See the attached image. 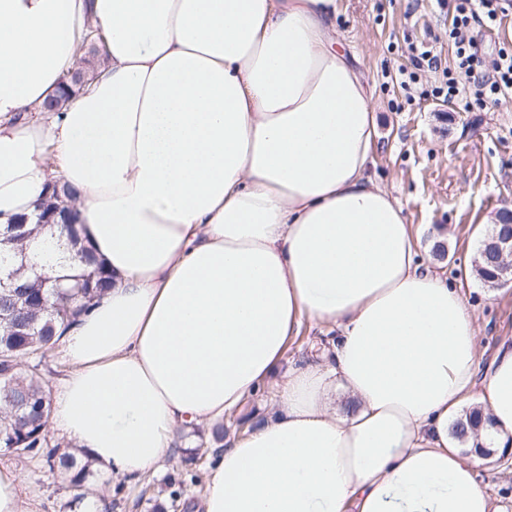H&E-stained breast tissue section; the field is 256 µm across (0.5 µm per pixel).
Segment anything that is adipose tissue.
I'll use <instances>...</instances> for the list:
<instances>
[{"instance_id":"ef3b65f1","label":"adipose tissue","mask_w":512,"mask_h":512,"mask_svg":"<svg viewBox=\"0 0 512 512\" xmlns=\"http://www.w3.org/2000/svg\"><path fill=\"white\" fill-rule=\"evenodd\" d=\"M337 0H0V226L48 182L111 288L59 335L52 427L129 480L180 430L280 376L225 439L200 512H506L448 436L512 449V338L478 362L461 288L417 259L370 173L373 95L336 46ZM105 36L95 80L46 99ZM335 328L288 360L303 324ZM486 419L488 418H484L478 409L473 408L472 411L466 413L463 418L461 417L455 422H449L448 434L451 435V425L454 422L452 425L453 436L461 442H466L471 435L480 430Z\"/></svg>"}]
</instances>
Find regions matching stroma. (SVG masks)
Wrapping results in <instances>:
<instances>
[{"label":"stroma","mask_w":512,"mask_h":512,"mask_svg":"<svg viewBox=\"0 0 512 512\" xmlns=\"http://www.w3.org/2000/svg\"><path fill=\"white\" fill-rule=\"evenodd\" d=\"M456 0H338L336 39L371 88L377 107V143L371 173L399 202L420 238L425 264L461 283L478 315V355L488 362L499 343L512 337V283L485 285L473 274L481 241L478 232L497 211L512 207V100L485 102L470 109L434 93L441 72L417 66L430 47L442 66H452L455 47L448 37ZM417 75L411 89L401 87L399 70ZM443 241L445 256L434 254ZM204 427L183 432L148 480L154 494L179 488L177 512H193L203 485L192 475H207L195 451H210ZM0 464L21 477V496L29 512H71L76 491L59 470L41 458L19 457L0 449ZM141 483L100 468L85 484V498L107 491L112 512H151L141 500Z\"/></svg>","instance_id":"1"}]
</instances>
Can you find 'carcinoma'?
<instances>
[{
	"mask_svg": "<svg viewBox=\"0 0 512 512\" xmlns=\"http://www.w3.org/2000/svg\"><path fill=\"white\" fill-rule=\"evenodd\" d=\"M60 233L66 236L68 250L76 252L81 262V268L73 274L74 287L60 288L28 276V268L18 264L14 274L19 293L0 294V448L10 449L16 441L35 446V454L49 467L63 466L70 484L81 488L91 475L90 462L81 464L72 456L56 459V450L48 447L47 441L51 404L46 381L35 364L27 372L19 368L24 358H44L53 345L56 329L88 312L94 300L110 287V276L72 227H62ZM31 234L28 228L19 234L9 224L0 229V258L17 252L16 245ZM503 235H512V223L506 220L494 226L475 260L478 277L492 288L498 286L500 275V259L493 241ZM484 421L486 418L474 408L453 423L452 434L464 442L480 430Z\"/></svg>",
	"mask_w": 512,
	"mask_h": 512,
	"instance_id": "1",
	"label": "carcinoma"
}]
</instances>
